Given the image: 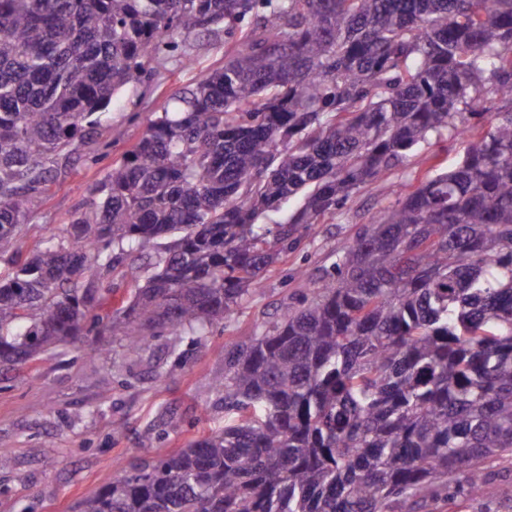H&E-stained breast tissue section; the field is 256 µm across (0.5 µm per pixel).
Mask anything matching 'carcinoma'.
<instances>
[{
	"label": "carcinoma",
	"mask_w": 512,
	"mask_h": 512,
	"mask_svg": "<svg viewBox=\"0 0 512 512\" xmlns=\"http://www.w3.org/2000/svg\"><path fill=\"white\" fill-rule=\"evenodd\" d=\"M192 34L236 46L23 255L58 158ZM448 138L467 142L454 169L392 186L300 307L227 353L224 431L118 467L76 512H416L512 462V0H0V367L92 331L134 354L205 335ZM131 255L152 272L102 317Z\"/></svg>",
	"instance_id": "obj_1"
}]
</instances>
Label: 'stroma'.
<instances>
[{
	"label": "stroma",
	"instance_id": "1",
	"mask_svg": "<svg viewBox=\"0 0 512 512\" xmlns=\"http://www.w3.org/2000/svg\"><path fill=\"white\" fill-rule=\"evenodd\" d=\"M225 50L224 44L192 37L182 48L191 64L176 57L149 62V79L100 114L96 137L76 142L58 178L33 197L25 251L61 233L88 187L139 138L169 96L201 71L222 67ZM465 148L461 140L424 146L385 180L354 195L264 274L247 303L201 339L167 330L133 354L116 337L110 353L101 355L88 336L59 346L32 367L0 371V457L10 461L9 469L0 470V512H74L88 490L112 479L116 463L163 456L223 430L224 395L214 384L224 377L226 351L254 325L297 308L321 269L392 204L390 183L425 169L434 154L443 169H452ZM435 512H512V463L490 468L483 498L460 507L442 504Z\"/></svg>",
	"mask_w": 512,
	"mask_h": 512
}]
</instances>
